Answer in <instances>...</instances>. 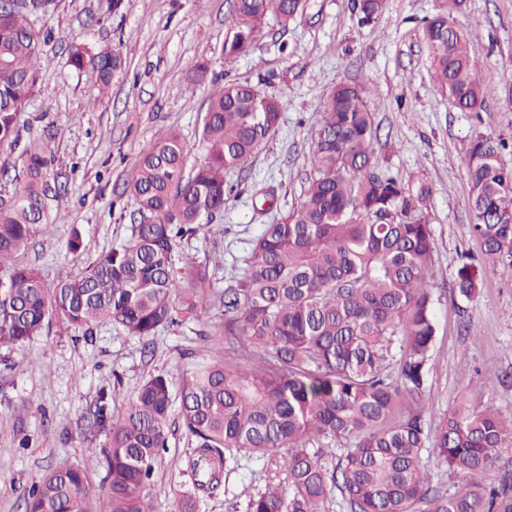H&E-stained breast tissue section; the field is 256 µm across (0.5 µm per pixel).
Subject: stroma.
I'll use <instances>...</instances> for the list:
<instances>
[{
	"label": "stroma",
	"mask_w": 512,
	"mask_h": 512,
	"mask_svg": "<svg viewBox=\"0 0 512 512\" xmlns=\"http://www.w3.org/2000/svg\"><path fill=\"white\" fill-rule=\"evenodd\" d=\"M438 0H386L377 25L358 21L354 0H306L288 26L267 22L246 54L228 57L233 0H52L41 26L50 33L34 63L36 82L21 117V143L0 146V165L21 174L23 144L45 128L55 137L51 170L59 213L18 257L48 285L75 277L131 235L137 205L128 173L160 138L178 134L188 168L207 158L201 131L209 100L226 84L247 82L282 107L276 134L225 175L234 194L224 214L178 241L177 258L209 268L224 290L231 266L260 234L254 205L274 188L279 213L300 200L310 177L312 132L336 85L366 92L380 139L378 164L406 187L430 188L437 335L429 359L424 417L436 427L459 398L512 418V277L485 269L472 300L450 286L463 254L478 256L470 232L467 151L479 134L504 139L512 168V0H463L454 18L469 32L481 77L480 112L459 111L431 78L424 40ZM120 56L107 91L69 62L73 47ZM206 65L199 75L198 65ZM78 250H71V240ZM221 308L139 338L108 322L92 333L55 319L24 343L0 346V512H24L25 497L60 461L84 465L107 448L99 405L115 414L155 375L180 386L220 351L211 334ZM196 446L179 409L153 476L154 512H173L189 489L184 472ZM285 480L283 461H230L221 485L196 512H245L267 483Z\"/></svg>",
	"instance_id": "stroma-1"
}]
</instances>
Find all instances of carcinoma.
<instances>
[{
    "label": "carcinoma",
    "instance_id": "cac0c4a2",
    "mask_svg": "<svg viewBox=\"0 0 512 512\" xmlns=\"http://www.w3.org/2000/svg\"><path fill=\"white\" fill-rule=\"evenodd\" d=\"M50 0H26L0 14V145L20 141V117L34 88L31 61L39 32L31 16ZM425 29L437 88L457 109L476 112L480 79L465 35L453 25L462 0H440ZM304 0H234L224 54L248 50L265 22L295 19ZM360 20L378 23L384 0H355ZM70 62L109 85L121 60L76 47ZM277 98L229 83L211 99L202 127L206 161L186 172L172 134L156 142L127 178L139 222L132 238L74 278L47 287L15 262L51 218L61 187L51 177L45 140L27 145L22 184L0 196V345L23 343L57 318L92 332L105 321L148 337L194 319L216 292L207 269L175 262L176 240L224 212L233 192L226 171L243 165L274 134ZM378 128L363 89L341 84L313 132L311 176L296 208L263 225L220 294L214 331L224 354L182 385L181 418L196 438L185 475L193 493L176 512H195L196 492L221 483L239 456L284 455L288 489L249 498L246 512H512V488H487L481 475L512 447V419L458 403L431 431L423 418L428 362L436 336L434 231L425 210L429 187H405L375 159ZM502 140L478 135L467 153L472 233L482 261L464 263L454 288L470 300L488 266L512 275V168ZM170 382L145 381L123 413L98 409L109 427L104 453L107 512H152L151 479L167 448ZM465 474L446 495L431 485L425 458ZM88 470L59 463L29 492L25 512H89Z\"/></svg>",
    "mask_w": 512,
    "mask_h": 512
}]
</instances>
